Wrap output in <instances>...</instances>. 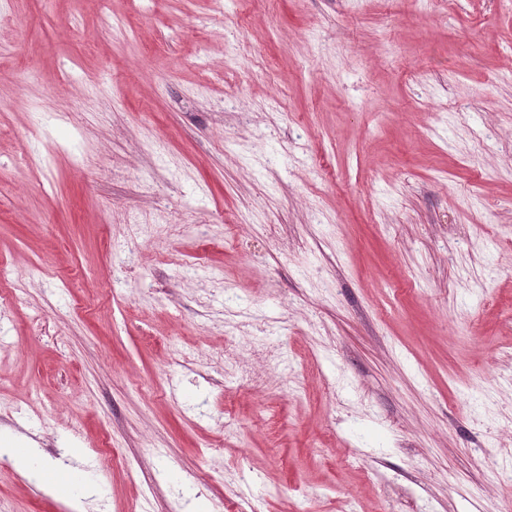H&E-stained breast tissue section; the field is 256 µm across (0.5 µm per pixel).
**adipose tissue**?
Wrapping results in <instances>:
<instances>
[{
    "label": "adipose tissue",
    "instance_id": "ef3b65f1",
    "mask_svg": "<svg viewBox=\"0 0 512 512\" xmlns=\"http://www.w3.org/2000/svg\"><path fill=\"white\" fill-rule=\"evenodd\" d=\"M0 455L8 456L21 475L37 476L38 488L66 500L73 512H86V479L81 476L79 467L41 466L38 450L25 447L11 435L0 436Z\"/></svg>",
    "mask_w": 512,
    "mask_h": 512
}]
</instances>
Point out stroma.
Returning a JSON list of instances; mask_svg holds the SVG:
<instances>
[{
    "label": "stroma",
    "instance_id": "stroma-1",
    "mask_svg": "<svg viewBox=\"0 0 512 512\" xmlns=\"http://www.w3.org/2000/svg\"><path fill=\"white\" fill-rule=\"evenodd\" d=\"M0 10V434L88 512L512 507V0ZM240 346L235 342H230L224 347V369L238 368L241 370V376L245 377L254 387L263 384V380L250 374V371L240 366ZM0 455H7L16 470L23 476L31 477L38 470L37 487L47 493L66 500L75 512H86L83 501L86 477L80 475L79 466H69L64 469L43 467L40 464V454L37 448L25 447L12 435L0 436Z\"/></svg>",
    "mask_w": 512,
    "mask_h": 512
}]
</instances>
